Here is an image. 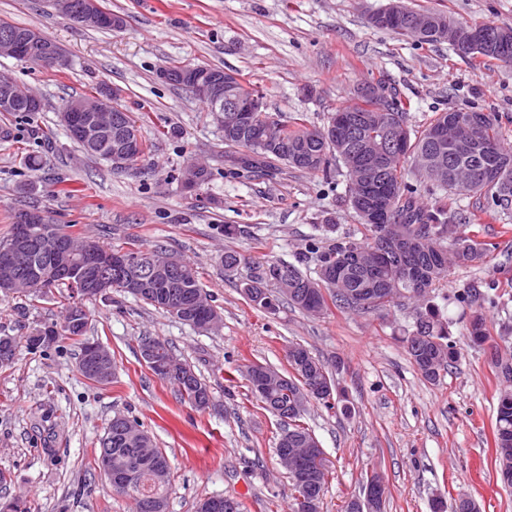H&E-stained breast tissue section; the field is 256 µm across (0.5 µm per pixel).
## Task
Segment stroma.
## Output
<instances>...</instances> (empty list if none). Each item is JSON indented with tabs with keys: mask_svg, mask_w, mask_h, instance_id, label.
Masks as SVG:
<instances>
[{
	"mask_svg": "<svg viewBox=\"0 0 512 512\" xmlns=\"http://www.w3.org/2000/svg\"><path fill=\"white\" fill-rule=\"evenodd\" d=\"M390 0H99L124 19L117 29L85 28L52 0H0V19L34 26L68 55L56 72L0 57V75L33 88L45 104L37 118L0 112V240L17 210L38 206L106 248L160 247L188 264L223 322L200 331L120 290L85 301L86 339L108 347L115 372L96 385L77 369L80 346L63 338L27 349L29 336L61 325L67 288L40 296L0 295V336L19 347L0 364V495L22 496L33 512H130L94 463V450L115 414L137 419L168 456L173 483L168 512H196L211 496L239 500L243 512H293L294 491L276 455L283 421L264 410L242 374L260 362L287 371L298 343L345 389L348 410L310 404L305 422L329 465L322 512H342L362 496L370 474L385 484V512H451L460 496L479 512H512V486L499 474L493 432L507 382L493 357L512 363V214L491 218L474 199L452 196L448 212L460 232L487 247L483 260L452 267L431 297L448 321L457 358L430 383L406 352L410 301L383 311L328 305L311 315L280 300L275 313L241 291L252 261L277 259L307 274L318 267L312 240L360 235L343 173L291 167L256 175L224 160V132L185 88L163 80L173 62L219 67L259 91L281 123L327 125L360 84L381 79L409 100V122L423 130L435 113L459 107L496 112L512 144V63L460 58L448 43L421 44L372 27ZM469 24L512 27V0H404ZM108 85L151 145L126 168L83 153L58 110L69 99ZM35 156L38 167L26 159ZM191 162L210 177L182 184ZM239 229L224 236L225 225ZM249 261L234 272L222 257ZM479 285L491 302L483 314L488 341L468 337L472 308L459 294ZM164 341L206 382L211 403L182 400L140 356L139 340Z\"/></svg>",
	"mask_w": 512,
	"mask_h": 512,
	"instance_id": "35a3bbf8",
	"label": "stroma"
}]
</instances>
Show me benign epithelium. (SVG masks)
I'll use <instances>...</instances> for the list:
<instances>
[{"label": "benign epithelium", "instance_id": "benign-epithelium-1", "mask_svg": "<svg viewBox=\"0 0 512 512\" xmlns=\"http://www.w3.org/2000/svg\"><path fill=\"white\" fill-rule=\"evenodd\" d=\"M55 7L82 26L116 27L120 24L119 19L101 7L99 0H55ZM411 28L417 32H430L438 38L450 37L464 48L483 45L497 46L502 50L512 43V30L506 27L494 30L480 26L470 29L447 28L427 15L416 17ZM0 56L25 61L36 59L43 66L54 69H62L68 65V58L59 46L45 38L36 27H30L26 31L15 30L0 34ZM161 75L172 84L185 85L196 97L209 102L217 124L231 134L243 130L248 123L249 113L257 112L262 107L260 94L238 91L230 79V73L226 71L217 73L201 67H191L179 70L164 69ZM20 89L22 85L17 81L0 77V112H14L23 101H28L36 107L41 106L38 96L31 92L23 96ZM117 96V90L104 87L80 108L64 113L63 120L72 130L74 137L88 150L98 147L103 137H109L111 164L115 167H125L139 156L141 132L138 125L130 122L115 119L110 123L104 120V116L112 111ZM481 125L482 119L479 117L451 112L448 116V125L435 132L434 141H444L446 131L450 129L457 137L454 146L461 149L464 147V140L480 129ZM343 135L357 142L359 157L363 158V161L349 165L356 181L362 186L363 195L359 200L366 203L363 214L374 223H383L387 219V214L372 198L370 176L375 166L382 162V158L401 156L400 148L406 139L407 129L403 126L393 128L390 141L386 145L367 140L346 124L343 125ZM511 163V160L503 157L483 165L480 168L481 180L491 184L499 182L503 171ZM49 223L51 215L42 209L23 210L16 214L11 248L5 254L0 252L1 286L20 291L31 289L33 282L14 278L13 270L34 248L46 250L53 255L59 274L75 287V293L79 294L82 300L91 294L97 298L109 294L112 291V281L116 279L121 280L126 287L140 291L149 289L158 279H167L172 273L188 276L187 271L179 267V261L171 257L160 264H153L137 255L95 248L89 241L82 249L75 250L68 238L59 234H43L42 225ZM380 236L394 253L422 250L426 243V239L419 234L403 237L384 229ZM369 253L373 254L375 250H355L350 257L352 266L365 274L374 270L376 263L366 260ZM86 346V362L78 363V370L91 376L97 384L109 382L114 374L111 352L101 343L88 342ZM155 351L154 341L142 345V360L151 366L159 377L172 379L178 383L190 379L192 371L187 365L174 359L159 362L155 358ZM323 459L321 448L310 445L306 448L291 449L279 458V464L287 473L299 480L308 466L314 464L319 467ZM98 463L99 469L110 478L113 489L124 492L129 484L128 476L121 470L112 469V452H102ZM384 496L385 485L381 477L374 473L367 481L364 497L348 501L346 508L351 512H376V505Z\"/></svg>", "mask_w": 512, "mask_h": 512}]
</instances>
